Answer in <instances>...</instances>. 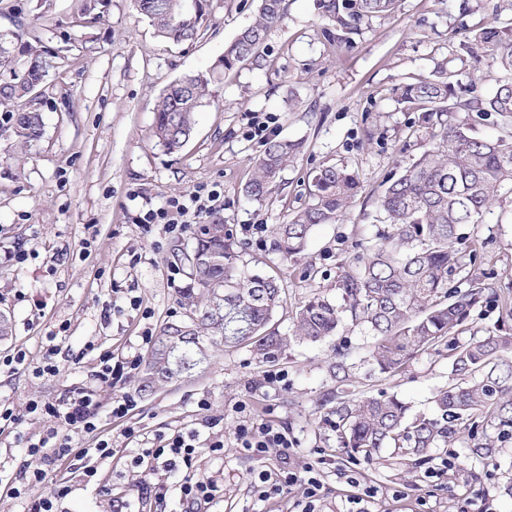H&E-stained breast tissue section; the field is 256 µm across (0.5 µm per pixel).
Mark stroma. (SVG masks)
Instances as JSON below:
<instances>
[{
	"instance_id": "1",
	"label": "stroma",
	"mask_w": 512,
	"mask_h": 512,
	"mask_svg": "<svg viewBox=\"0 0 512 512\" xmlns=\"http://www.w3.org/2000/svg\"><path fill=\"white\" fill-rule=\"evenodd\" d=\"M105 3L97 23L80 27L83 0H0V32L40 41L57 56L37 104L42 138L25 149L0 141V312L11 320L0 356L26 355L18 370L0 369V403L18 419L0 432V512H23L27 497L48 489L30 483L19 498L8 490L28 460L17 435L36 441L49 427L29 403L59 399L73 387L94 389L104 406L131 392L130 374L99 387L101 355L125 362L140 352L144 334H158L183 314L181 292L190 280L178 255L193 234L139 223V214L198 185L223 187L224 221L244 244L240 264L278 275L283 303L272 326L288 335L307 296L341 302L336 275L353 255L352 241L374 236L377 195L430 145L418 113L396 102L394 87L432 78L443 63L474 71L465 50L474 31L486 22L512 24L499 0H401L392 16L362 24L344 45L324 37L330 22L314 0H284L285 17L262 48L263 69L226 73L214 101L197 113L188 144L169 154L150 137L163 90L184 74L212 68L225 45L255 21L259 0H213L210 20L185 43L157 37L132 0ZM268 113L277 137L302 141L304 151L281 172L273 193L253 202L243 187L263 147L245 131L249 117ZM335 163L355 168L361 196L344 220L315 229L298 262L282 264L272 249L274 227L307 201L315 171ZM248 224L262 225V233L245 232ZM463 231L477 260L454 270L452 282L477 277L512 296V195ZM501 327L512 330V319L491 301L471 312L458 340ZM372 341L347 320L324 342L291 343L271 364L256 363L243 346L208 348L191 374L138 397L127 419L102 414L100 428L114 453L99 461L90 483L80 471L59 470L71 491L58 512H117L121 503L128 512H307L301 485L263 500L253 475L309 462L323 485L316 512H461L471 502L486 512H512V437L498 438L495 426L477 434L459 428L451 446L430 449L418 467L388 448L369 459L346 455L329 421L337 399L384 391L411 412L426 413L433 393L451 381L447 349L417 353L388 375L368 357ZM52 345L56 372L34 375ZM340 349L352 374L343 387L329 372ZM202 399L209 411L199 409ZM211 415L220 417L218 426L208 424ZM264 420L294 441L288 455L274 448L258 457L238 447V426ZM129 423L151 444L196 430V473L216 481L220 493L197 509L160 462L148 457L132 465L139 446L123 435ZM488 436L498 446L483 459L473 448ZM216 440L224 443L219 455L209 450ZM156 487L164 498L154 497Z\"/></svg>"
}]
</instances>
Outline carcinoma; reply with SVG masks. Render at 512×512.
Segmentation results:
<instances>
[{"label": "carcinoma", "mask_w": 512, "mask_h": 512, "mask_svg": "<svg viewBox=\"0 0 512 512\" xmlns=\"http://www.w3.org/2000/svg\"><path fill=\"white\" fill-rule=\"evenodd\" d=\"M400 0H316L319 13L334 22L330 40L349 42L362 23L394 14ZM137 11L158 36L173 42L196 38L208 19L210 0H134ZM284 0H260L256 21L242 29L224 56L205 73L185 74L160 96L152 134L169 153L192 137L195 115L210 103L209 86L243 64L263 66L260 52L272 28L284 19ZM474 41L491 63L510 74L487 98L464 99L454 75L439 66L434 79L404 83L398 100L420 113L430 130L431 148L405 169L376 200L383 228L373 244L361 239L355 255L336 280L345 301L339 307L318 293L295 312L291 337L269 330L282 307V289L273 276L248 275L238 265L239 242L224 217L214 215L195 230L182 252L194 287L183 290L187 320L166 324L137 378L136 390L150 395L197 365L205 343L248 346L259 363H273L290 339L319 342L335 335L347 312L373 336L370 358L383 373L401 371L411 357L443 344L453 346V383L433 397V413L412 415L395 396L336 402V433L343 448L370 459L381 448L399 457L425 461L431 448L448 446L459 422L480 419L512 430V333H490L466 345L454 343L470 312L497 293L477 278L448 294V274L464 258L465 224H479L484 213L512 194V25L486 24ZM55 53L40 43L0 34V138L20 144L38 141L42 116L35 93L55 68ZM495 114L504 135L477 136L460 112ZM301 141L273 139L254 161L244 193L262 201L282 169L302 154ZM362 190L357 171L347 164L323 167L314 177L309 201L274 230L282 263L300 258L315 228L346 214Z\"/></svg>", "instance_id": "carcinoma-1"}]
</instances>
